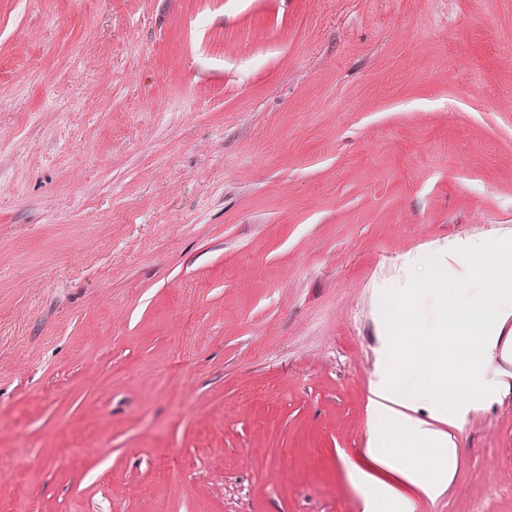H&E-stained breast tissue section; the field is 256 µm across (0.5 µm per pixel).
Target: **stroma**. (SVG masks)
<instances>
[{"instance_id":"35a3bbf8","label":"stroma","mask_w":512,"mask_h":512,"mask_svg":"<svg viewBox=\"0 0 512 512\" xmlns=\"http://www.w3.org/2000/svg\"><path fill=\"white\" fill-rule=\"evenodd\" d=\"M512 237V0H0V512H364L382 293ZM506 392L414 512H512Z\"/></svg>"}]
</instances>
